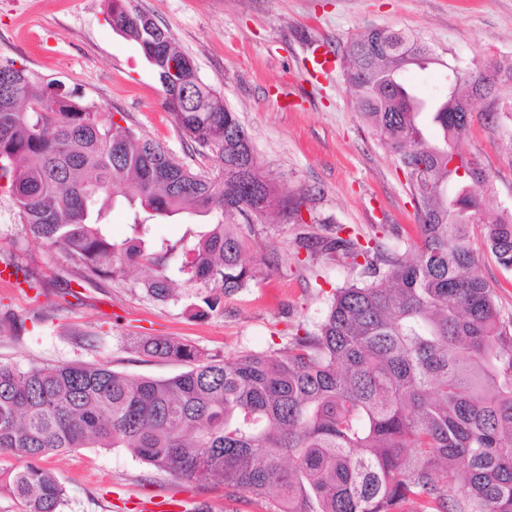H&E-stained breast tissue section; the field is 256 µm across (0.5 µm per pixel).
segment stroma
<instances>
[{
	"instance_id": "obj_1",
	"label": "stroma",
	"mask_w": 512,
	"mask_h": 512,
	"mask_svg": "<svg viewBox=\"0 0 512 512\" xmlns=\"http://www.w3.org/2000/svg\"><path fill=\"white\" fill-rule=\"evenodd\" d=\"M152 16L189 55L199 77L248 130L262 172L280 190L312 197L316 233L345 224L360 241L392 247L415 236L416 204L395 156L360 118L341 69L308 75L307 46L342 45L357 31L389 27L423 36L440 55L512 58V0H126ZM13 60L120 112L131 128L165 143L186 164L213 169L183 145L162 106L163 91L139 46L116 33L105 0H0V61ZM294 111L281 109L283 99ZM494 172L484 207L512 202V125L473 126L462 143ZM246 257L258 277L221 296L207 318L188 310L197 288L176 280L165 302L145 296L146 271L81 283L64 251L35 243L0 182V264L12 262L41 290L0 280V361L26 368L95 362L135 377L166 379L186 363L151 358L140 339L173 338L233 360L285 350L292 329L322 321L350 272L323 255L296 253V224L267 214L242 225ZM68 492L63 512H126L129 498L179 496L193 512H271L267 500L206 479L183 480L122 448H82L46 457Z\"/></svg>"
}]
</instances>
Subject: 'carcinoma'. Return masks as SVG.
Here are the masks:
<instances>
[{"instance_id": "obj_1", "label": "carcinoma", "mask_w": 512, "mask_h": 512, "mask_svg": "<svg viewBox=\"0 0 512 512\" xmlns=\"http://www.w3.org/2000/svg\"><path fill=\"white\" fill-rule=\"evenodd\" d=\"M112 28L134 40L163 87V105L187 148L219 162L210 175L188 166L166 178L162 142L114 122L74 91L14 62L0 63V179L29 236L60 247L82 279L120 278L139 264L146 296L172 297L169 259L206 289L193 316L214 311L256 278L239 221L259 201L304 223V192L282 194L259 170L251 137L224 99L190 69L157 23L125 0H108ZM355 106L398 160L417 202L418 238L403 248L363 246L340 233L300 247L358 271L334 289L324 319L288 347L235 360L205 357L190 344L149 338L142 352L185 362L164 380L105 364L59 362L22 368L0 361V455L24 464L0 471L20 512H62L66 489L41 466L79 448H123L181 479L216 481L267 497L274 512H512V316L478 271L470 228L483 225L486 251L512 271V206L483 208L492 172L458 146L471 132L472 100L507 105L512 61L448 63L419 35L372 28L337 55ZM445 68L428 100L401 81L411 66ZM456 154L473 168L448 169ZM133 208L131 237L115 242L105 209ZM217 213L210 230L182 250H149V222Z\"/></svg>"}]
</instances>
